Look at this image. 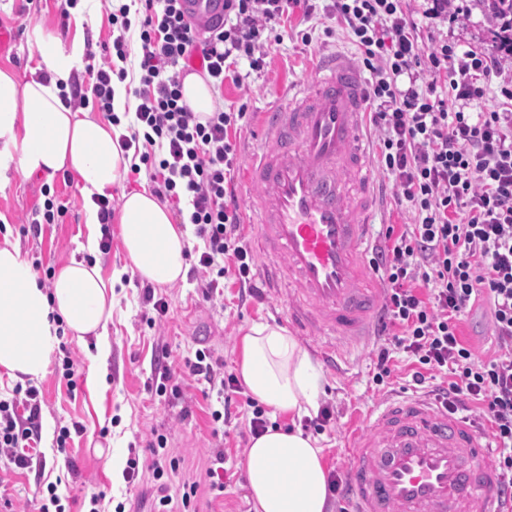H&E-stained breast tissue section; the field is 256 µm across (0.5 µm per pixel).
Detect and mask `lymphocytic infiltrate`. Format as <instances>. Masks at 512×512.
Listing matches in <instances>:
<instances>
[{
  "label": "lymphocytic infiltrate",
  "instance_id": "lymphocytic-infiltrate-1",
  "mask_svg": "<svg viewBox=\"0 0 512 512\" xmlns=\"http://www.w3.org/2000/svg\"><path fill=\"white\" fill-rule=\"evenodd\" d=\"M137 7L105 10L119 34L101 64L91 68L92 95L72 87V108H93L119 124L112 109V81L125 79L126 34L140 26L137 101L123 150L137 161L131 174L148 170L154 194L171 203L180 220L193 224L201 240L192 266L205 299L233 274L241 293H253L251 247L239 232L232 190L237 146L229 137L241 128L245 110L215 106L206 122L185 100L181 74L199 58L210 85L223 89L240 61L262 70L294 13L311 17L313 0H224L221 26L198 31L186 21L183 0H137ZM403 0H330L328 19L350 32L369 71V120L378 133L383 172L417 223L386 231L372 259L385 290L383 331L375 351L373 380L383 383L397 354L406 353L425 374L449 375L438 394L449 412L475 410L488 424L493 464L512 477V79L503 78L500 49L455 51L448 44L425 46ZM501 78L500 108L472 114L464 103L482 99L488 81ZM488 304L493 354L479 353L459 335V323L475 303ZM186 372L216 390L221 406L213 422H227L234 409H252L250 431L267 428L264 410L231 372L215 368L205 351L185 359ZM41 400L36 387L0 399V483L13 469L32 465L39 439Z\"/></svg>",
  "mask_w": 512,
  "mask_h": 512
}]
</instances>
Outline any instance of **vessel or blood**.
<instances>
[{
	"instance_id": "1",
	"label": "vessel or blood",
	"mask_w": 512,
	"mask_h": 512,
	"mask_svg": "<svg viewBox=\"0 0 512 512\" xmlns=\"http://www.w3.org/2000/svg\"><path fill=\"white\" fill-rule=\"evenodd\" d=\"M206 29L223 0H186ZM366 90L345 55L327 59L287 103L263 116L266 136L246 165L250 211L287 318L324 338L335 367L339 342H361L383 318L367 265L377 184L367 164ZM342 486L350 512H502L512 497L489 462V434L441 409L432 396L389 397L350 438Z\"/></svg>"
}]
</instances>
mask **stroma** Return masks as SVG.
<instances>
[{"label":"stroma","instance_id":"35a3bbf8","mask_svg":"<svg viewBox=\"0 0 512 512\" xmlns=\"http://www.w3.org/2000/svg\"><path fill=\"white\" fill-rule=\"evenodd\" d=\"M468 12L458 20L425 17V0H408L407 7L423 33L449 43L475 50L493 39L492 24L478 0H467ZM295 29L290 38L275 46L264 71L250 70L241 64L237 79H225L215 99L225 111L246 109L248 122L234 136L237 154L246 157L256 146L264 112L276 104L288 87L314 76L318 56L339 52L356 56L357 50L342 31L327 32L321 15L303 20L294 15ZM51 28L64 49L87 47L106 41L112 34L103 0H78L64 9L62 0H0V66L9 67L19 80H26L39 62L29 37L35 27ZM310 42H302L301 32ZM50 187L67 208L59 223L43 225L34 232L29 218L42 204L43 187ZM88 200L75 176L59 172L54 176L25 177L10 172L0 183V245L11 243L20 257L44 277L46 271L59 270L76 260L98 265L104 278L126 265L120 239H113L111 254L89 252L85 244ZM145 284L126 276L114 288L112 318L107 325L108 356L103 365H93L88 346L79 343L71 332L60 336V350L53 355L46 375L37 380L41 399V441L39 461L32 468L12 474L0 485V507L5 512H39L43 494L50 483L69 502L70 512H88L91 494L105 492L106 508L113 512L124 503L126 512H153L157 498L151 473H144L134 485H126L122 474L113 472V463H126L130 450L148 456L154 434L168 439L169 456L179 458L180 469L171 476V487L183 481H199L195 500L197 512H255L248 487L245 456L251 445L250 409H242L230 424L214 427L211 409L217 408L216 393L206 392L202 382L184 372L185 359L196 350L209 349L226 371L238 372L239 339L242 328L254 323L285 325L286 295L257 302L241 297L233 274L224 278L223 296L204 300L193 273L184 280L156 288L165 297L169 311L154 321L151 305L143 299ZM376 343L348 348L341 372L320 369L318 404H332L334 422L317 439L323 449L327 472H341L346 461L350 434L380 400L411 393L416 366L405 355H398L395 370L387 384L373 381ZM169 353L171 375L161 381L156 360ZM76 362L75 390H68L62 367L65 355ZM165 383V394H157V383ZM72 428L66 450H58L60 428ZM221 447L226 456L223 490L212 489L205 478L211 450Z\"/></svg>","mask_w":512,"mask_h":512}]
</instances>
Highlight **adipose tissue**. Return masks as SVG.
I'll return each mask as SVG.
<instances>
[{"label":"adipose tissue","instance_id":"ef3b65f1","mask_svg":"<svg viewBox=\"0 0 512 512\" xmlns=\"http://www.w3.org/2000/svg\"><path fill=\"white\" fill-rule=\"evenodd\" d=\"M38 74L24 82L0 68V175L74 174L86 195L110 192L131 160L119 146L121 127L77 112L62 97L76 58L58 36L34 31ZM120 237L131 271L155 286L184 279L189 226L173 223L169 208L147 191L122 194ZM112 281L98 266L70 261L44 290L14 245L0 246V368L18 379L45 375L66 327L78 341L103 338L112 316ZM240 374L273 413L311 415L318 374L307 351L285 327L249 326L241 338ZM255 512H325L328 483L322 449L302 430L267 428L247 452Z\"/></svg>","mask_w":512,"mask_h":512}]
</instances>
